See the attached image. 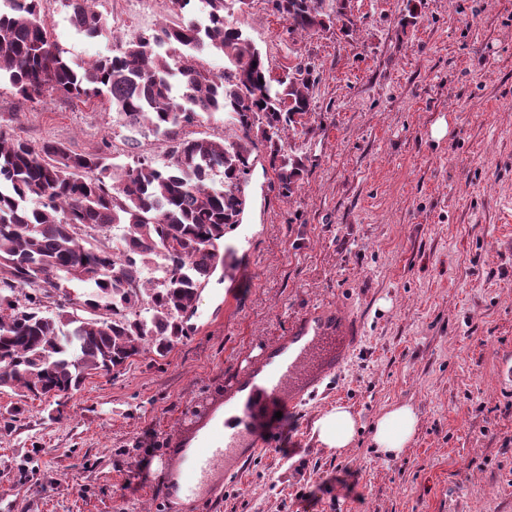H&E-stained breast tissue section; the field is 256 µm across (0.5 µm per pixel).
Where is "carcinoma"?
Instances as JSON below:
<instances>
[{
  "label": "carcinoma",
  "instance_id": "cac0c4a2",
  "mask_svg": "<svg viewBox=\"0 0 512 512\" xmlns=\"http://www.w3.org/2000/svg\"><path fill=\"white\" fill-rule=\"evenodd\" d=\"M95 2L69 0L73 25L90 36L107 30ZM350 2L268 0L288 32L304 36L351 31ZM172 5L199 6L207 22L165 24L109 57L76 62L51 41L44 0H0V81L14 95L32 107L53 95H105L125 125H147L168 144L162 163L143 155L120 166L107 144L86 153L55 138L33 145L11 133L17 113H0V389L60 408L95 371L146 351L166 356L219 266L225 235L242 223L257 150L282 196L299 188L304 160L281 140L311 112L313 70L296 64L272 77L262 51L227 19L250 0ZM205 48L223 54L224 73L200 62ZM219 111L231 126L223 140L187 132ZM216 172L220 189L209 185ZM109 236L119 246H107Z\"/></svg>",
  "mask_w": 512,
  "mask_h": 512
}]
</instances>
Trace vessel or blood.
<instances>
[{
  "instance_id": "b4317fda",
  "label": "vessel or blood",
  "mask_w": 512,
  "mask_h": 512,
  "mask_svg": "<svg viewBox=\"0 0 512 512\" xmlns=\"http://www.w3.org/2000/svg\"><path fill=\"white\" fill-rule=\"evenodd\" d=\"M364 330L360 314L324 305L294 317L286 336L265 346L226 384L231 409L221 413L208 405L205 431L189 424L176 442L170 494L191 503L235 480L257 452L276 445L281 415L298 411L335 378Z\"/></svg>"
}]
</instances>
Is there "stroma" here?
I'll use <instances>...</instances> for the list:
<instances>
[{"label": "stroma", "mask_w": 512, "mask_h": 512, "mask_svg": "<svg viewBox=\"0 0 512 512\" xmlns=\"http://www.w3.org/2000/svg\"><path fill=\"white\" fill-rule=\"evenodd\" d=\"M416 4L417 20L408 6ZM352 33L292 36L267 0L232 20L273 74L313 66L312 112L287 131L304 157L282 197L264 165L252 206L226 241L245 269L226 301L210 280L186 334L47 403L0 390V512H512V0H351ZM110 28L90 37L68 0L43 20L67 59L114 53L118 40L188 22L170 0H98ZM0 112L36 143L75 152L108 139L119 164L163 160L148 127L99 103L52 97L33 108L0 85ZM322 303L366 317L364 344L330 391L289 416L281 446L241 481L192 505L166 491L173 443L225 378ZM415 407L400 457L371 443L380 411ZM24 412L9 419L8 409ZM343 404L359 432L343 455L323 448L318 417Z\"/></svg>", "instance_id": "stroma-1"}]
</instances>
